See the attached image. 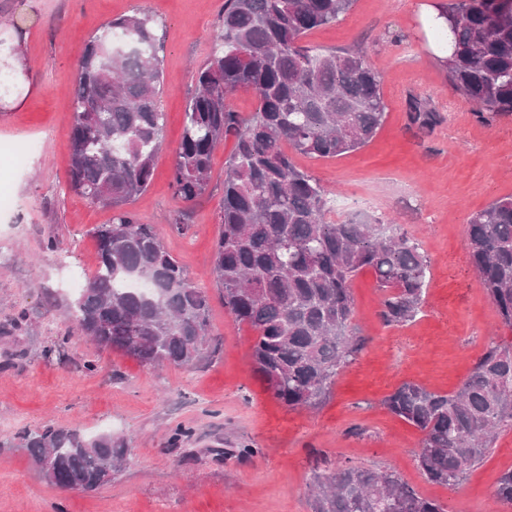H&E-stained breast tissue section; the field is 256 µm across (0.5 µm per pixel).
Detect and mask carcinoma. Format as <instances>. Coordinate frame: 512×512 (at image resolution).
I'll return each instance as SVG.
<instances>
[{"label": "carcinoma", "instance_id": "1", "mask_svg": "<svg viewBox=\"0 0 512 512\" xmlns=\"http://www.w3.org/2000/svg\"><path fill=\"white\" fill-rule=\"evenodd\" d=\"M354 0H224L221 33L195 71L171 188L193 202L209 186L213 156L235 138L224 176L211 276L224 308L253 332L254 369L283 404L315 409L364 347L351 325L354 278L368 270L387 326L415 320L429 259L391 224L338 219L330 191L292 155L333 158L366 146L385 117L382 77L360 48L317 51L312 30L336 22ZM435 30L455 90L483 123L512 115V0H449ZM163 45L145 13L108 21L77 61L70 132V188L112 210L92 231L97 266L74 302L80 332L104 349L151 366L189 365L202 353L208 301L129 208L149 186L162 143ZM251 91L242 116L229 97ZM410 120L431 130L439 113L417 99ZM465 249L500 323L512 329V197L470 215ZM386 408L421 434L415 462L430 482L453 487L512 428V344L491 341L450 394L405 383ZM44 479L66 489L102 487L127 460L123 438L45 427L22 436ZM313 512H445L392 471L338 468L313 477ZM493 498L512 507V469Z\"/></svg>", "mask_w": 512, "mask_h": 512}]
</instances>
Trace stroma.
Instances as JSON below:
<instances>
[{"label":"stroma","mask_w":512,"mask_h":512,"mask_svg":"<svg viewBox=\"0 0 512 512\" xmlns=\"http://www.w3.org/2000/svg\"><path fill=\"white\" fill-rule=\"evenodd\" d=\"M443 0H355L336 23L309 33L319 50L365 49L382 75L386 118L364 148L296 162L332 193L340 217L399 224L429 256L423 311L384 326L371 272L352 283L357 335L367 340L314 410L277 400L254 370V333L224 308L208 274L220 226L226 138L207 192L186 203L170 174L195 69L206 62L224 0H0V512H313V472L342 466L394 471L447 512H512L491 490L512 469V429L458 485L430 483L414 452L420 432L383 404L412 382L447 394L471 372L501 327L464 241L469 216L512 196V116L478 122L439 66L422 11ZM149 14L164 42L166 114L148 189L132 203L154 225L189 281L209 300V336L199 361L152 367L80 335L72 302L97 262L94 227L111 210L68 187L72 87L85 41L107 21ZM442 121L432 131L409 119L413 99ZM188 215V228L170 221ZM95 370H87V362ZM127 439L126 464L95 491L48 484L18 435L46 426ZM190 438L173 443L176 427ZM256 448L243 457L238 448Z\"/></svg>","instance_id":"1"}]
</instances>
